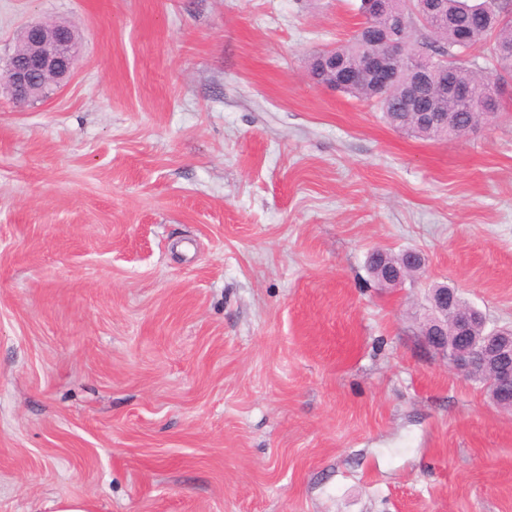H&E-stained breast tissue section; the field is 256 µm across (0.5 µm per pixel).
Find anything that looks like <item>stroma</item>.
<instances>
[{
    "label": "stroma",
    "mask_w": 512,
    "mask_h": 512,
    "mask_svg": "<svg viewBox=\"0 0 512 512\" xmlns=\"http://www.w3.org/2000/svg\"><path fill=\"white\" fill-rule=\"evenodd\" d=\"M359 5L0 0V70L78 51L0 89V512H512V413L418 320L512 325V111L424 140L315 84ZM21 32L23 48L9 57L3 80L14 103L24 107L42 98L47 82L61 87L76 70L78 56L71 31L64 25L34 23ZM51 86L45 85L46 96L53 91Z\"/></svg>",
    "instance_id": "stroma-1"
}]
</instances>
